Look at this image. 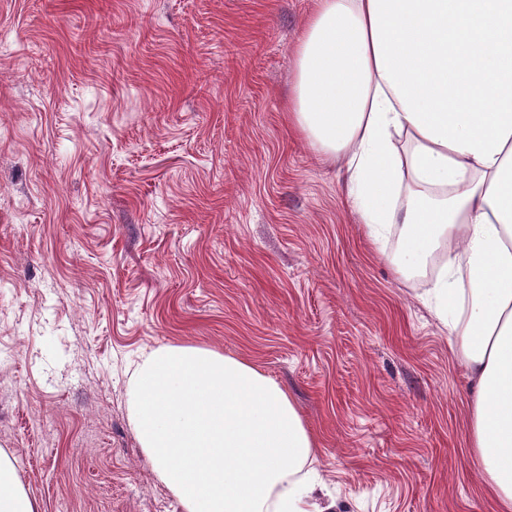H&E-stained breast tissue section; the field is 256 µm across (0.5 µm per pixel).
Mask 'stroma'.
Listing matches in <instances>:
<instances>
[{
	"label": "stroma",
	"mask_w": 512,
	"mask_h": 512,
	"mask_svg": "<svg viewBox=\"0 0 512 512\" xmlns=\"http://www.w3.org/2000/svg\"><path fill=\"white\" fill-rule=\"evenodd\" d=\"M315 0H0V452L40 512H180L126 401L143 353L248 360L334 512H495L468 379L288 125Z\"/></svg>",
	"instance_id": "stroma-1"
}]
</instances>
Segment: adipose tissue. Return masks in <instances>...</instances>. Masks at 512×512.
I'll list each match as a JSON object with an SVG mask.
<instances>
[{"instance_id": "obj_1", "label": "adipose tissue", "mask_w": 512, "mask_h": 512, "mask_svg": "<svg viewBox=\"0 0 512 512\" xmlns=\"http://www.w3.org/2000/svg\"><path fill=\"white\" fill-rule=\"evenodd\" d=\"M288 120L343 163L374 244L471 381V464L512 512V0H317L294 53ZM139 445L181 512H317L316 439L252 363L190 344L145 354L127 384ZM0 512H38L0 453Z\"/></svg>"}]
</instances>
